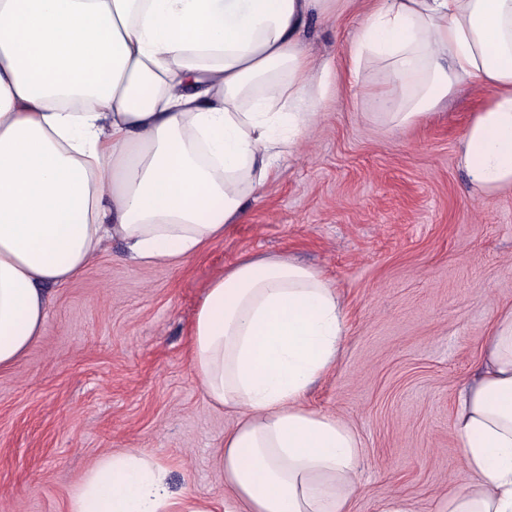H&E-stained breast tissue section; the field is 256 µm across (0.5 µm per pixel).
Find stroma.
Returning <instances> with one entry per match:
<instances>
[{
	"label": "stroma",
	"instance_id": "obj_1",
	"mask_svg": "<svg viewBox=\"0 0 512 512\" xmlns=\"http://www.w3.org/2000/svg\"><path fill=\"white\" fill-rule=\"evenodd\" d=\"M314 16L317 57L343 59L363 18ZM487 91L460 82L445 107L389 128L339 78L297 158L242 220L179 266H142L106 246L48 292L39 338L0 370V512H68L104 455L143 448L172 491L235 512L218 459L235 412L196 381L189 331L212 280L248 257L289 256L337 289L344 342L305 402L357 435L361 493L352 512L392 498L439 512L472 476L452 434L497 317L512 310V190L481 197L458 147Z\"/></svg>",
	"mask_w": 512,
	"mask_h": 512
}]
</instances>
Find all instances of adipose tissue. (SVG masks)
Here are the masks:
<instances>
[{
	"mask_svg": "<svg viewBox=\"0 0 512 512\" xmlns=\"http://www.w3.org/2000/svg\"><path fill=\"white\" fill-rule=\"evenodd\" d=\"M340 0H0V369L41 336L46 288L112 242L172 266L242 219L329 107L337 68L303 37ZM388 79L366 80L371 68ZM346 73L381 119L427 118L460 79L489 89L459 145L471 185L512 189V0H371ZM344 337L335 287L271 257L215 278L191 325L203 392L240 418L219 465L238 512H351L360 443L304 406ZM473 480L441 512H512V312L459 393ZM144 450L101 457L70 512H212Z\"/></svg>",
	"mask_w": 512,
	"mask_h": 512,
	"instance_id": "1",
	"label": "adipose tissue"
}]
</instances>
